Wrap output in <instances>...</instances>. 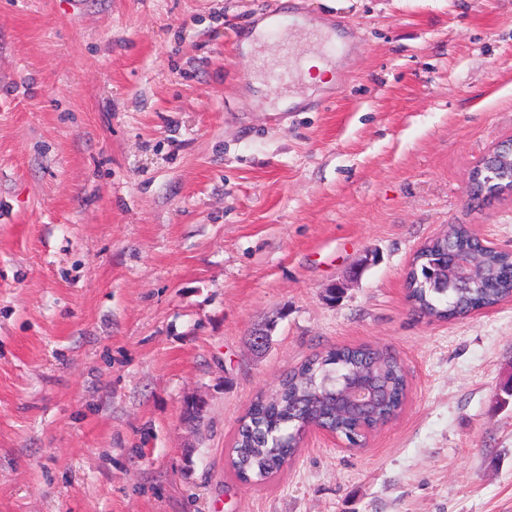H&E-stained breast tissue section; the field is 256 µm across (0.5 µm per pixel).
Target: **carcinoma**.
Returning <instances> with one entry per match:
<instances>
[{"label":"carcinoma","mask_w":512,"mask_h":512,"mask_svg":"<svg viewBox=\"0 0 512 512\" xmlns=\"http://www.w3.org/2000/svg\"><path fill=\"white\" fill-rule=\"evenodd\" d=\"M482 172L483 179L470 184L472 202L498 197L501 186H512V152H501ZM463 253L482 255L477 286L439 287L437 264ZM406 285L408 300L429 318L448 320L492 308L512 298V253L484 246L466 224H450L416 253ZM338 374L370 387L376 403L365 412L340 408L339 390L325 382ZM407 390L405 368L387 348L343 346L316 354L289 371L273 394L251 405L235 435L229 466L242 482H263L296 453L309 422L316 420L348 441L363 428L375 429L396 417Z\"/></svg>","instance_id":"cac0c4a2"}]
</instances>
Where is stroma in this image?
<instances>
[{
    "instance_id": "obj_1",
    "label": "stroma",
    "mask_w": 512,
    "mask_h": 512,
    "mask_svg": "<svg viewBox=\"0 0 512 512\" xmlns=\"http://www.w3.org/2000/svg\"><path fill=\"white\" fill-rule=\"evenodd\" d=\"M268 2L0 0V512H512V300L434 321L405 284L452 224L512 250V197H467L512 0H278L348 46L289 109L241 49ZM361 344L399 416L240 482L250 405Z\"/></svg>"
}]
</instances>
